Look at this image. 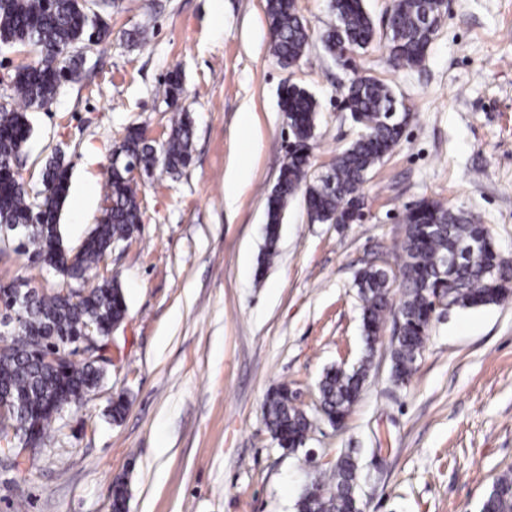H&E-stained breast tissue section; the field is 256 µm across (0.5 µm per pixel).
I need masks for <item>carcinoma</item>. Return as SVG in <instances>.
I'll return each instance as SVG.
<instances>
[{"label":"carcinoma","mask_w":512,"mask_h":512,"mask_svg":"<svg viewBox=\"0 0 512 512\" xmlns=\"http://www.w3.org/2000/svg\"><path fill=\"white\" fill-rule=\"evenodd\" d=\"M271 29L270 49L280 63L298 62L307 51L310 34L296 0H266ZM334 21L322 34L326 52L351 63L350 55L375 40V24L364 0H333ZM445 14L443 0H392L388 51L396 67L421 65ZM107 30L97 27L86 0H0V47L28 46L37 54L32 64L12 77L18 109L0 107V229H12L24 242L18 250L29 259L53 268L65 284L95 282L84 294L61 288L51 296L33 289L22 308L18 326L9 332L10 345L0 350V400L15 406L20 436L40 442L52 439L50 425L58 412L77 407L100 381L97 364L82 357L78 342L86 335L105 336L121 324L127 304L116 277L98 273L116 242L139 231L140 202L133 187V171L108 170L106 199L111 206L78 251L63 244L59 212L69 190L70 163L57 152L46 161L42 189L28 191L18 173V160L31 127L27 111L53 102L76 58L78 44L98 40ZM182 84L172 74L164 90L173 116L170 132L157 149L140 129H131L116 145L138 171L149 175L157 167L175 174L192 160L193 121L178 105ZM342 109L358 128L357 138L335 158L323 174L309 176V158L315 141L317 103L302 87H284L282 106L288 119L291 148L282 163L276 185L267 199L265 259L276 254L282 214L298 194L318 224H339L354 202L365 199L367 174L400 143L409 113L398 111L393 91L378 78H353L342 92ZM363 302L362 326L367 354L348 370L332 366L318 382L319 406L332 426H340L357 402L371 368V355L386 320L399 317L398 336L390 343L394 382L409 381L415 370L429 325L435 315L434 298L451 288L450 304L458 307L496 305L512 295V273L501 272V256L488 229L462 211L436 199H424L406 210L397 268L367 264L355 275ZM398 301H393L394 291ZM68 356L59 366L43 362L42 352ZM266 426L277 445L294 453L304 447L312 423L294 405L286 385L272 389L264 403ZM359 465L344 453L317 489L306 490L298 512H356ZM128 492L117 480L112 486V512H127ZM480 512H512V469L503 471L485 495Z\"/></svg>","instance_id":"1"}]
</instances>
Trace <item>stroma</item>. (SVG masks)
Listing matches in <instances>:
<instances>
[{
    "instance_id": "1",
    "label": "stroma",
    "mask_w": 512,
    "mask_h": 512,
    "mask_svg": "<svg viewBox=\"0 0 512 512\" xmlns=\"http://www.w3.org/2000/svg\"><path fill=\"white\" fill-rule=\"evenodd\" d=\"M445 6L422 66L394 67L379 39L353 54L351 70L319 38L331 0H297L313 36L289 68L271 54L266 0H112L102 10L107 36L79 45L56 101L29 115L25 185L40 188L53 151L70 161L59 224L65 247L78 249L102 215L113 146L131 127L165 141L173 72L193 117V162L137 179L142 224L105 263L128 306L112 365L52 422L51 447L17 468L0 461V512H111L119 476L129 512H296L305 487L347 452L359 462L364 512H479L512 468V298L437 315L400 386L390 380L385 327L343 426L323 417L316 391L325 368L363 353L354 277L373 261L397 263L407 208L434 198L463 210L512 257V0ZM137 26L145 34L134 44L127 33ZM356 70L388 84L412 115L368 176L364 219L313 223L295 197L277 254L260 268L267 197L288 147L283 87L298 84L318 102L317 176L356 136L339 107ZM241 164L250 181L226 203L224 179ZM19 278L47 294L62 284L14 247L1 249L0 285ZM281 383L312 422L292 454L263 412ZM119 396L127 410L116 422Z\"/></svg>"
}]
</instances>
